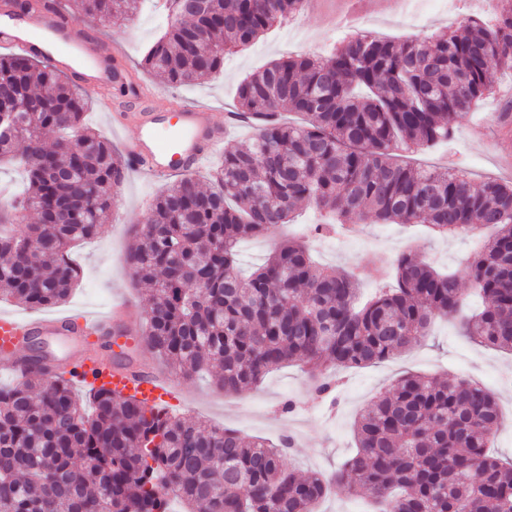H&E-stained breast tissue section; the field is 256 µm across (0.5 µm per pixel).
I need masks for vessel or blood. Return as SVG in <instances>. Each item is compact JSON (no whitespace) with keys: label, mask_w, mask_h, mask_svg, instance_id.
<instances>
[{"label":"vessel or blood","mask_w":512,"mask_h":512,"mask_svg":"<svg viewBox=\"0 0 512 512\" xmlns=\"http://www.w3.org/2000/svg\"><path fill=\"white\" fill-rule=\"evenodd\" d=\"M73 26V21L47 6L25 24L10 18L0 20V44L48 59L57 70L78 76L85 88L114 89L122 99L137 104L133 133L123 144L131 167L156 179L172 173L189 174L223 143L231 124L216 121L209 105L190 101L172 111L160 100L148 98L142 83L125 66L119 47L92 36L74 43ZM140 323L138 312L126 301L113 302L107 314L92 313L79 323L66 316L21 320L1 313L0 357L16 368L25 364L26 349L37 337L68 336L91 349L115 331L138 334ZM77 366V380L84 386L106 378L114 389L152 405L168 394V384L150 371L129 373L92 357L79 359Z\"/></svg>","instance_id":"vessel-or-blood-1"}]
</instances>
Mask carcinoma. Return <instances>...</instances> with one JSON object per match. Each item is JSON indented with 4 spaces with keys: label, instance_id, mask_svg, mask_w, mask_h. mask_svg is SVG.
Returning <instances> with one entry per match:
<instances>
[{
    "label": "carcinoma",
    "instance_id": "cac0c4a2",
    "mask_svg": "<svg viewBox=\"0 0 512 512\" xmlns=\"http://www.w3.org/2000/svg\"><path fill=\"white\" fill-rule=\"evenodd\" d=\"M71 18L133 19L141 0H70ZM491 24L398 43L358 33L324 57H287L244 78L235 114L255 134L224 153L205 187L191 174L155 198L128 263L149 285L141 337L171 369L210 374L226 392L292 361L320 393L329 369L360 368L420 344L453 317L475 342L512 352V184L475 186L452 167L415 169L396 150L446 141L451 124L512 68V0ZM7 15L33 0H3ZM303 0H167L169 28L139 67L181 86L224 69V56L299 13ZM0 97L19 110L0 127V157H20L24 195L0 208V294L33 309L69 296L73 242L112 212L126 161L82 123L88 98L23 51L0 55ZM304 116L293 125L284 113ZM55 136L47 145L44 136ZM316 231L371 218L426 224L441 237L492 229L462 272L409 250L392 283L358 301L359 275L320 267L305 242L282 241L245 276L237 245L265 236L301 203ZM482 298L467 316L460 280ZM74 370L38 360L0 386V512H165L169 489L189 512H314L333 485L353 483L380 512H512V462L487 451L502 424L496 398L466 379L401 378L361 412L357 454L330 478L303 475L262 439L162 413L105 385L80 402Z\"/></svg>",
    "mask_w": 512,
    "mask_h": 512
}]
</instances>
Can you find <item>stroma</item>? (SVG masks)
Returning <instances> with one entry per match:
<instances>
[{
	"mask_svg": "<svg viewBox=\"0 0 512 512\" xmlns=\"http://www.w3.org/2000/svg\"><path fill=\"white\" fill-rule=\"evenodd\" d=\"M363 17L372 34L396 42L416 41L441 31L458 28L468 18L491 20L493 6L472 5L471 0H364ZM169 20L161 0H144L129 23L108 25L86 18L77 21L79 31H96L109 43L122 45L129 67H136L143 50L160 35ZM340 19L331 18L322 0H307L304 9L286 24L275 27L249 48L228 55L222 74L194 86L170 87L156 75L138 78L158 96L183 100L204 99L216 118H223L236 104V88L246 75L263 69L283 56H323L349 35ZM94 104L84 115L85 124L103 134L114 147H121L124 131L114 129L112 116L120 111L118 99L93 93ZM512 106V70L497 69L494 92L480 107L453 124L449 144L404 154L415 167L451 166L465 169L474 183L493 178L512 181V168L504 158L512 154V137H501L499 112ZM164 183L139 173H129L123 186L124 222L107 221L100 233L76 244L71 258L80 278L69 298L52 306V313L80 318L85 312H106L117 299L142 303L145 289L126 264L134 243L133 228L145 224L154 197ZM320 219L310 205L302 206L294 223L266 237L250 238L239 247L243 269L262 264L284 238L308 240L314 260L323 266L359 268L363 296L383 286L379 261L415 250L434 265L463 270L486 233L477 230L456 237L433 235L423 224H377L362 221L357 236L338 231L327 236L316 233ZM141 364L154 369L172 383L166 408L169 413L232 428L246 438L271 442L288 437L293 465L303 473L327 474L356 453L353 424L362 408L394 386L406 373L437 377H461L478 383L498 401L504 422L493 440L494 453L512 457V352L475 343L453 318L436 319L430 335L400 356L364 368L339 370V385L329 397L318 396L309 386L300 363L292 362L270 372L249 389L227 393L207 377L174 373L147 350ZM297 401L298 407L282 413L278 404Z\"/></svg>",
	"mask_w": 512,
	"mask_h": 512,
	"instance_id": "35a3bbf8",
	"label": "stroma"
}]
</instances>
